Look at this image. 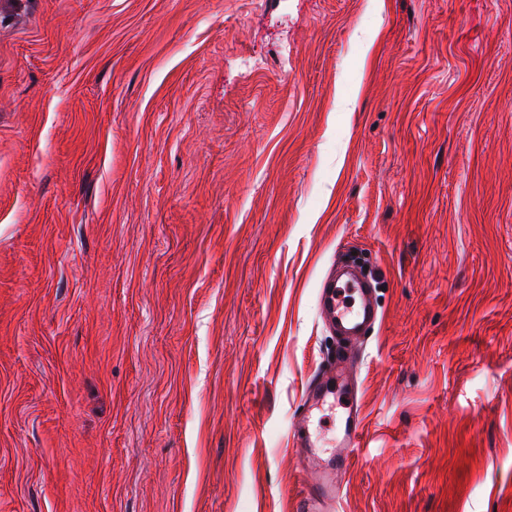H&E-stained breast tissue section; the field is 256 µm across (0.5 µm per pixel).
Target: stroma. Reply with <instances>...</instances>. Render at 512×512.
Listing matches in <instances>:
<instances>
[{
    "mask_svg": "<svg viewBox=\"0 0 512 512\" xmlns=\"http://www.w3.org/2000/svg\"><path fill=\"white\" fill-rule=\"evenodd\" d=\"M351 253L340 512H512V0H0V512H294ZM346 288L354 294L352 306L342 300L341 293ZM317 308L322 322L339 336L340 344L328 357L324 369L309 381L300 401L301 413L292 429L298 467L304 477L296 505L298 512H328L337 508L362 429L354 377L356 346L379 321L371 285L344 273L338 265L320 282ZM343 387L350 400L344 429L336 439V450L323 462L314 449L319 447L311 429L313 417Z\"/></svg>",
    "mask_w": 512,
    "mask_h": 512,
    "instance_id": "35a3bbf8",
    "label": "stroma"
}]
</instances>
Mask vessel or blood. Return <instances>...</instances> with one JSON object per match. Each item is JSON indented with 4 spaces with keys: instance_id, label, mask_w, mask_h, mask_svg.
<instances>
[{
    "instance_id": "b4317fda",
    "label": "vessel or blood",
    "mask_w": 512,
    "mask_h": 512,
    "mask_svg": "<svg viewBox=\"0 0 512 512\" xmlns=\"http://www.w3.org/2000/svg\"><path fill=\"white\" fill-rule=\"evenodd\" d=\"M317 308L320 319L339 336L340 343L324 369L309 381L292 429L298 467L304 477L297 512H335L339 503L362 429L354 377L356 346L379 320L371 285L340 269L330 271L321 281ZM340 388L346 390L350 404L336 448L324 461L315 452L317 440L311 426L316 411Z\"/></svg>"
}]
</instances>
